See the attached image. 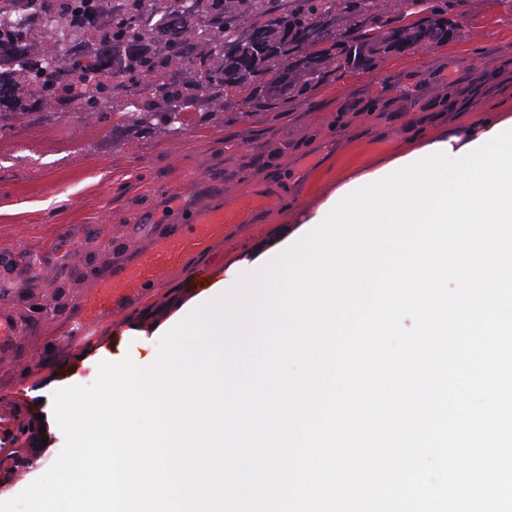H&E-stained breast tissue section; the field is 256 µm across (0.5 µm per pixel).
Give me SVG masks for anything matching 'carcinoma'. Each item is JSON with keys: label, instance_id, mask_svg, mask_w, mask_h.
<instances>
[{"label": "carcinoma", "instance_id": "carcinoma-1", "mask_svg": "<svg viewBox=\"0 0 512 512\" xmlns=\"http://www.w3.org/2000/svg\"><path fill=\"white\" fill-rule=\"evenodd\" d=\"M17 2L0 0V128L26 110L14 92L24 76L36 96L64 99L80 116V86L93 83L115 126L177 133L198 104L271 112L341 70L440 44L458 0H37L31 13ZM172 14L190 39L168 33ZM91 15L108 31L93 60L78 55L79 69L59 53L28 54L24 33L37 19L66 48L86 42Z\"/></svg>", "mask_w": 512, "mask_h": 512}]
</instances>
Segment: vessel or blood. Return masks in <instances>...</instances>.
I'll use <instances>...</instances> for the list:
<instances>
[{
    "label": "vessel or blood",
    "mask_w": 512,
    "mask_h": 512,
    "mask_svg": "<svg viewBox=\"0 0 512 512\" xmlns=\"http://www.w3.org/2000/svg\"><path fill=\"white\" fill-rule=\"evenodd\" d=\"M224 215L210 211L193 223L173 226L127 264L101 271L83 294L77 313L68 325L66 341L78 347L97 335L102 323H120L126 313L153 288L167 269L204 253L216 241L226 239ZM21 333L7 302H0V354L11 353Z\"/></svg>",
    "instance_id": "obj_1"
}]
</instances>
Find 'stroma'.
I'll return each instance as SVG.
<instances>
[{
	"mask_svg": "<svg viewBox=\"0 0 512 512\" xmlns=\"http://www.w3.org/2000/svg\"><path fill=\"white\" fill-rule=\"evenodd\" d=\"M448 41L339 72L275 112L216 118L190 108L181 132L113 129L112 116L76 117L47 101L0 130V286L30 327L0 357V404L37 420L41 394L77 351L55 348L94 276L133 259L148 232L224 209L276 187L279 201L229 225L224 243L173 267L130 309L161 321L188 299L200 273L260 252L288 234L289 213L313 207L338 183L390 161L418 133L441 135L467 117L512 104V0H464L448 13ZM57 295L54 313L36 302ZM42 432L0 425V476L52 455Z\"/></svg>",
	"mask_w": 512,
	"mask_h": 512,
	"instance_id": "obj_1",
	"label": "stroma"
}]
</instances>
